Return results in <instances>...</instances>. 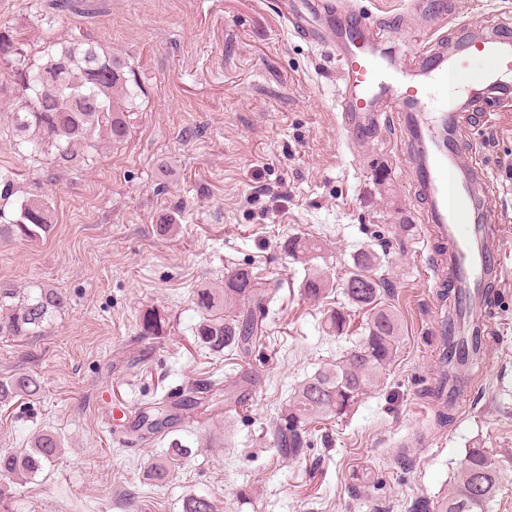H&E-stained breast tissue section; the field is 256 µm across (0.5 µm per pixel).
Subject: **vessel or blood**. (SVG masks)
<instances>
[{
	"mask_svg": "<svg viewBox=\"0 0 512 512\" xmlns=\"http://www.w3.org/2000/svg\"><path fill=\"white\" fill-rule=\"evenodd\" d=\"M362 22L340 29L308 27L311 42L334 48L339 102L344 126L353 141L367 138L381 125L374 104L394 96L406 111L416 140L428 147L425 164L414 165L413 175L429 203L433 238L448 243L449 251L435 272L436 286L453 281L454 305L438 313L439 331L453 338L468 335L471 323L484 312L483 286L502 274L503 248L490 242L473 221L472 171L458 152L446 145L443 132L457 118L461 96L477 87H493L512 75V38L478 41L445 59L427 58L418 81H410L388 59L370 47H358Z\"/></svg>",
	"mask_w": 512,
	"mask_h": 512,
	"instance_id": "1",
	"label": "vessel or blood"
}]
</instances>
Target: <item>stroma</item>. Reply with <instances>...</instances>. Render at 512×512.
I'll list each match as a JSON object with an SVG mask.
<instances>
[{"label": "stroma", "instance_id": "1", "mask_svg": "<svg viewBox=\"0 0 512 512\" xmlns=\"http://www.w3.org/2000/svg\"><path fill=\"white\" fill-rule=\"evenodd\" d=\"M0 0V25L27 48L83 36L135 68L141 93L130 133L89 164L68 168L17 153L0 140V170L20 187H44L54 211L37 243L0 237V290L47 284L66 307L34 337H0V379L19 371L36 396L0 413V448L26 447L51 430L62 453L16 484L17 512H182L189 492L218 512H435L467 453L486 451L500 487L486 512H512V90L459 113L455 146L477 162L483 221L505 243L508 283L491 318L496 341L464 398L438 426L424 394L439 366L432 284L435 250L411 173V133L394 99L372 137L348 140L331 48L312 44L279 11L280 0ZM357 8L397 67L512 24V0H447L448 16L412 0H334ZM173 220L174 233L159 226ZM299 236L321 242L314 259L331 279L360 246L382 243L381 269L401 337L380 380L347 415L309 429L299 458L273 446L295 388L362 338L357 311L340 336L324 332L340 290L306 298L304 270L280 249ZM247 267L277 288L249 361L199 350L191 292ZM165 315L164 335L139 340L141 310ZM256 381L244 410L201 399L195 452L166 486L146 479L162 445L127 431L143 403L213 376Z\"/></svg>", "mask_w": 512, "mask_h": 512}]
</instances>
